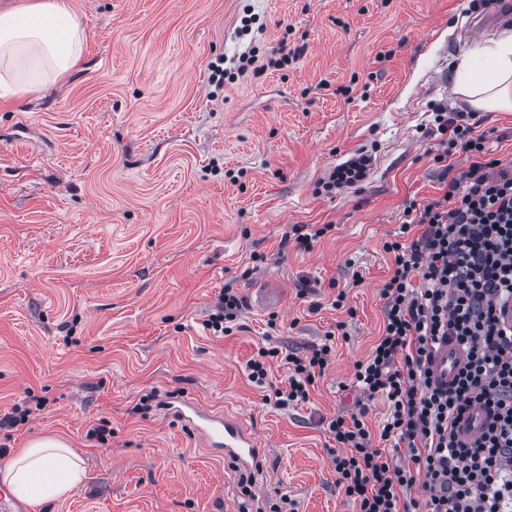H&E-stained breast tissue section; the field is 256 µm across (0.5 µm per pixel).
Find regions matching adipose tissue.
Returning a JSON list of instances; mask_svg holds the SVG:
<instances>
[{
    "mask_svg": "<svg viewBox=\"0 0 512 512\" xmlns=\"http://www.w3.org/2000/svg\"><path fill=\"white\" fill-rule=\"evenodd\" d=\"M83 30L67 0H28L0 13V98L47 90L81 63ZM480 112H512V31L475 45L452 78ZM83 459L61 439L30 441L0 469V481L33 504L62 500L81 485Z\"/></svg>",
    "mask_w": 512,
    "mask_h": 512,
    "instance_id": "adipose-tissue-1",
    "label": "adipose tissue"
}]
</instances>
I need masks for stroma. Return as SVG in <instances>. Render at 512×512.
Returning a JSON list of instances; mask_svg holds the SVG:
<instances>
[{
	"instance_id": "stroma-1",
	"label": "stroma",
	"mask_w": 512,
	"mask_h": 512,
	"mask_svg": "<svg viewBox=\"0 0 512 512\" xmlns=\"http://www.w3.org/2000/svg\"><path fill=\"white\" fill-rule=\"evenodd\" d=\"M68 4L80 67L0 101V416L33 410L0 428V467L40 437L83 459L68 498L27 512H271L283 495L295 512H358L322 421L355 409L348 386L382 332L384 244L404 209L441 198L446 167L471 163L425 133L433 107L470 112L487 159L512 165V112L471 111L451 89L488 0ZM282 45L293 61L267 67ZM248 49L256 62L238 72ZM360 149L374 158L368 181L321 192ZM296 224L329 230L304 250ZM271 281L283 305L252 307ZM227 286L246 306L215 336L204 323ZM339 327L305 403L274 407L280 361L265 385L249 380L260 347L304 351ZM182 398L240 416L267 449L261 467L239 470L167 417L163 403Z\"/></svg>"
}]
</instances>
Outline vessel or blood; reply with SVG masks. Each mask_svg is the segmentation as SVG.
Here are the masks:
<instances>
[{
	"label": "vessel or blood",
	"instance_id": "1",
	"mask_svg": "<svg viewBox=\"0 0 512 512\" xmlns=\"http://www.w3.org/2000/svg\"><path fill=\"white\" fill-rule=\"evenodd\" d=\"M465 362L466 352L462 345L453 340H439L433 346L426 364L433 386L448 388ZM171 413L190 426L202 438L205 446L222 449L225 460L245 468L261 463L265 453L261 441L237 415H210L187 400L172 407ZM492 421L493 415L488 409L480 405L472 406L456 421L458 440L463 445H473L481 440Z\"/></svg>",
	"mask_w": 512,
	"mask_h": 512
}]
</instances>
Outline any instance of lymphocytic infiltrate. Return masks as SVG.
Here are the masks:
<instances>
[{"mask_svg": "<svg viewBox=\"0 0 512 512\" xmlns=\"http://www.w3.org/2000/svg\"><path fill=\"white\" fill-rule=\"evenodd\" d=\"M433 130L473 161L451 177L441 199L405 209L402 226L418 227L416 238L386 245L395 268L382 290V332L355 365L356 411L326 423L336 443L331 462L358 512H512V325L496 312L512 305V167L484 160L486 137L467 113L437 109ZM372 166V155L357 151L326 173L321 188L329 194L356 187ZM443 337L467 349L445 391L432 387L426 369ZM331 351L327 342L302 356L262 347L248 362L249 378L263 384L268 360L281 358L287 385L275 388V404L294 406L307 400ZM379 397L387 411L375 436L365 417ZM476 404L494 423L464 447L454 422ZM377 436L404 443V451L384 454L372 445ZM417 488L425 500L414 497Z\"/></svg>", "mask_w": 512, "mask_h": 512, "instance_id": "1", "label": "lymphocytic infiltrate"}]
</instances>
